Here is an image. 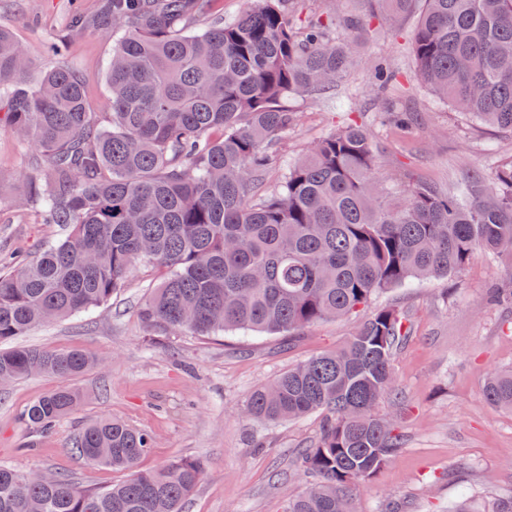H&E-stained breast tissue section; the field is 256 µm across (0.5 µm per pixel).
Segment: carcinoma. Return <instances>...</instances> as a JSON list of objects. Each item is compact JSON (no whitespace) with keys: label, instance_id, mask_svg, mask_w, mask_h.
<instances>
[{"label":"carcinoma","instance_id":"carcinoma-1","mask_svg":"<svg viewBox=\"0 0 512 512\" xmlns=\"http://www.w3.org/2000/svg\"><path fill=\"white\" fill-rule=\"evenodd\" d=\"M211 2L106 0L115 40L109 130L96 126L69 67L32 87L19 82L24 47L0 28V127L46 156L38 205L62 229L0 270L1 385L88 371L94 360L83 349L1 344L107 304L139 261L162 273L144 319L202 336H297L357 315L380 291L454 276L486 253L512 265V161L453 193L416 178L395 197L376 180L370 135L347 123L257 196L296 122L288 101L341 85L356 48L337 28L365 27L375 14L322 19L312 0H251L237 17L195 29ZM412 56L432 95L512 132V0H422ZM405 338L399 311L376 310L342 347L251 393L243 411L260 421L323 416L317 442L296 460L315 481L283 512H353L359 490L399 453V426L378 406L398 395L392 363ZM483 391L512 413V368L488 377ZM78 401L60 386L22 419L44 433ZM71 448L134 476L90 491L64 475L35 481L0 464V512H182L203 477V463L186 458L137 470L151 435L108 417L85 426Z\"/></svg>","mask_w":512,"mask_h":512}]
</instances>
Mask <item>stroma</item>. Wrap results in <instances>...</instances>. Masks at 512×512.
I'll return each instance as SVG.
<instances>
[{
    "instance_id": "stroma-1",
    "label": "stroma",
    "mask_w": 512,
    "mask_h": 512,
    "mask_svg": "<svg viewBox=\"0 0 512 512\" xmlns=\"http://www.w3.org/2000/svg\"><path fill=\"white\" fill-rule=\"evenodd\" d=\"M101 9L102 0H0V27L25 45L30 60L24 83L35 84L46 71L68 64L102 117L112 109V28L67 27L70 15L93 19ZM416 18L413 11L382 13L370 27L352 32L359 65L336 91L292 100L298 117L279 147L282 162L343 124L342 107L349 103L380 154L377 179L395 193L404 192L410 176L448 189L468 173L490 177L512 161L511 132L452 111L414 80L410 37ZM379 59L402 73L388 94L373 77ZM390 98L410 111L409 127L381 121ZM45 165L38 149L0 131V172L25 170L40 188ZM60 235L57 225L42 223L36 203L13 182L0 181V252ZM160 281L159 271L136 265L109 303L21 337L24 345L87 349L97 366L69 381L81 394L77 410L37 436L21 415L58 379L28 376L0 387V463L62 473L88 490L122 483L126 472L88 464L67 446L84 424L109 417L152 435L154 446L140 469L174 458L204 463L205 475L183 512H282L303 487L293 458L314 443L322 416L267 423L244 417L241 407L257 386L340 345L353 321H324L292 339L240 331L172 335L148 328L139 314ZM510 286L512 268L485 254L454 277L374 297L373 307L399 309L409 327L393 360L404 445L361 491L356 512H455L464 500L479 506L512 494V413L492 406L483 393L489 374L512 366V309L486 301L489 289Z\"/></svg>"
}]
</instances>
